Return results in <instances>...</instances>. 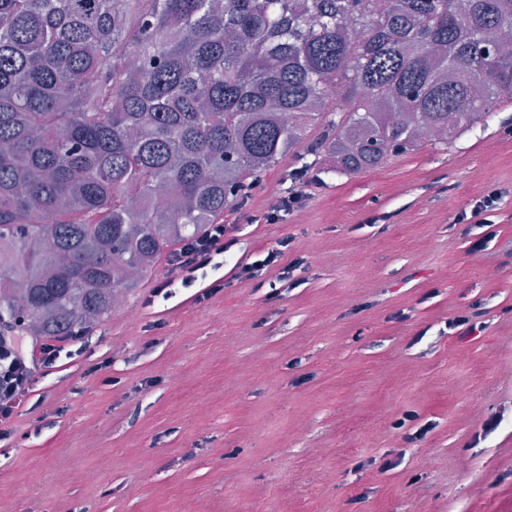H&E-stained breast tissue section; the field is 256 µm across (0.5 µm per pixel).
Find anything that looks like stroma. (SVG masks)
Segmentation results:
<instances>
[{
  "mask_svg": "<svg viewBox=\"0 0 512 512\" xmlns=\"http://www.w3.org/2000/svg\"><path fill=\"white\" fill-rule=\"evenodd\" d=\"M511 118L324 175L284 224L225 210L240 243L208 301L185 288L151 300L158 261L82 357L39 378L41 412L64 413L30 438L29 414L15 420L0 512H512ZM294 165L259 177L251 214ZM491 187L505 192L496 237L471 255L453 222ZM381 213L389 223H369ZM286 237L299 286L275 266L238 278ZM481 298L493 303L481 336L439 335ZM105 359L117 385L89 371ZM408 412L434 422L424 441L397 428Z\"/></svg>",
  "mask_w": 512,
  "mask_h": 512,
  "instance_id": "1",
  "label": "stroma"
}]
</instances>
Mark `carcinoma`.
I'll return each mask as SVG.
<instances>
[{"label":"carcinoma","instance_id":"cac0c4a2","mask_svg":"<svg viewBox=\"0 0 512 512\" xmlns=\"http://www.w3.org/2000/svg\"><path fill=\"white\" fill-rule=\"evenodd\" d=\"M508 36L512 0H0V328L92 331L286 156L356 173L486 128Z\"/></svg>","mask_w":512,"mask_h":512}]
</instances>
